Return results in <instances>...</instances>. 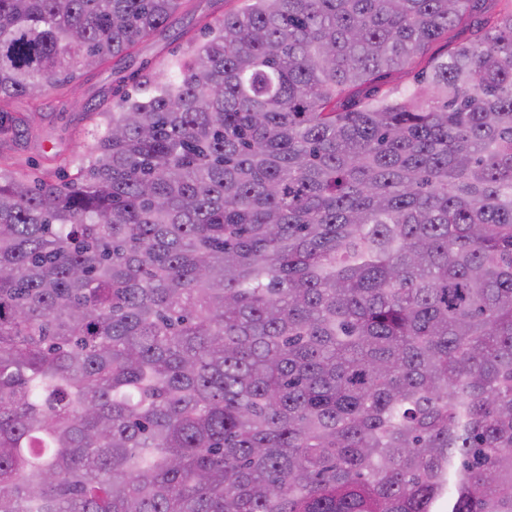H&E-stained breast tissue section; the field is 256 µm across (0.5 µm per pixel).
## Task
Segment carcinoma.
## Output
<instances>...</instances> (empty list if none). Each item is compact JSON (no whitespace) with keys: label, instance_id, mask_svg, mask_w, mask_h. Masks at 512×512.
<instances>
[{"label":"carcinoma","instance_id":"1","mask_svg":"<svg viewBox=\"0 0 512 512\" xmlns=\"http://www.w3.org/2000/svg\"><path fill=\"white\" fill-rule=\"evenodd\" d=\"M185 2L0 0V103ZM96 116L0 165V512H512V0H244Z\"/></svg>","mask_w":512,"mask_h":512}]
</instances>
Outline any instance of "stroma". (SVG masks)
<instances>
[{
  "label": "stroma",
  "instance_id": "stroma-1",
  "mask_svg": "<svg viewBox=\"0 0 512 512\" xmlns=\"http://www.w3.org/2000/svg\"><path fill=\"white\" fill-rule=\"evenodd\" d=\"M233 7V0H187L168 28L140 43L131 58L79 72L69 84L32 102L10 140L0 141V162L16 164L34 177L53 178L56 164L48 160V152L83 154L92 141L94 113L115 105L112 90L120 81L134 72L165 73L172 54L187 51L191 41Z\"/></svg>",
  "mask_w": 512,
  "mask_h": 512
}]
</instances>
